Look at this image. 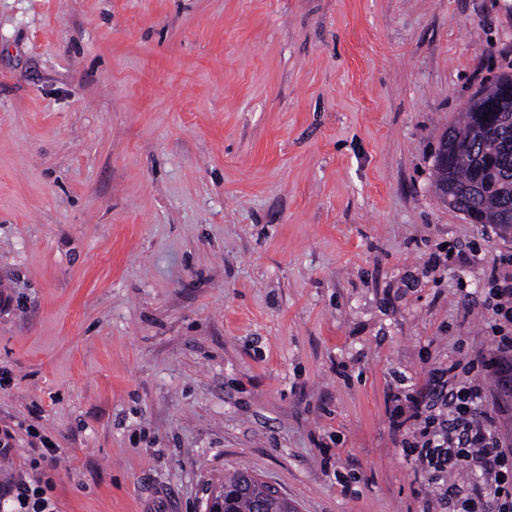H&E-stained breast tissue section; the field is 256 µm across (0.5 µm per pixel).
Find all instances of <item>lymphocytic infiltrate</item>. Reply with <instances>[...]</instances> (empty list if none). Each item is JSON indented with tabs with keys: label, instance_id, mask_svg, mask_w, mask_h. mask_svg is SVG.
<instances>
[{
	"label": "lymphocytic infiltrate",
	"instance_id": "lymphocytic-infiltrate-1",
	"mask_svg": "<svg viewBox=\"0 0 512 512\" xmlns=\"http://www.w3.org/2000/svg\"><path fill=\"white\" fill-rule=\"evenodd\" d=\"M490 278L485 303L495 323V345L482 362L483 379L456 381L454 362L435 368L428 400L398 395L390 411L395 428L413 426L415 440L403 452L430 484L431 503L445 512H512V452L489 411L484 382L512 362V276L494 269ZM464 469L481 473L483 482L449 483V474ZM0 501L9 503V512H57L47 487L22 478L0 481Z\"/></svg>",
	"mask_w": 512,
	"mask_h": 512
}]
</instances>
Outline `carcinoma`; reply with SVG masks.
<instances>
[{
    "label": "carcinoma",
    "mask_w": 512,
    "mask_h": 512,
    "mask_svg": "<svg viewBox=\"0 0 512 512\" xmlns=\"http://www.w3.org/2000/svg\"><path fill=\"white\" fill-rule=\"evenodd\" d=\"M511 73L495 77L470 100L460 120L442 138L446 163L433 165V186L447 188L442 200L463 213L476 210L475 223L512 231ZM224 500L210 512H295L286 497L265 492L264 483L239 471L224 480Z\"/></svg>",
    "instance_id": "1"
}]
</instances>
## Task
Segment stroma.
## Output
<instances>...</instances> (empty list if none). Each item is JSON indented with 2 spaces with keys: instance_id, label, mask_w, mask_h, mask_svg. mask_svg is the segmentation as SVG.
<instances>
[{
  "instance_id": "stroma-1",
  "label": "stroma",
  "mask_w": 512,
  "mask_h": 512,
  "mask_svg": "<svg viewBox=\"0 0 512 512\" xmlns=\"http://www.w3.org/2000/svg\"><path fill=\"white\" fill-rule=\"evenodd\" d=\"M504 72L512 0H0V479L37 429L60 512H422L391 398L512 254L434 157ZM220 488L226 490L223 502L214 499L210 512H294L286 497H273L265 492L264 483L245 471H239L224 480ZM218 509L213 510L214 507Z\"/></svg>"
}]
</instances>
